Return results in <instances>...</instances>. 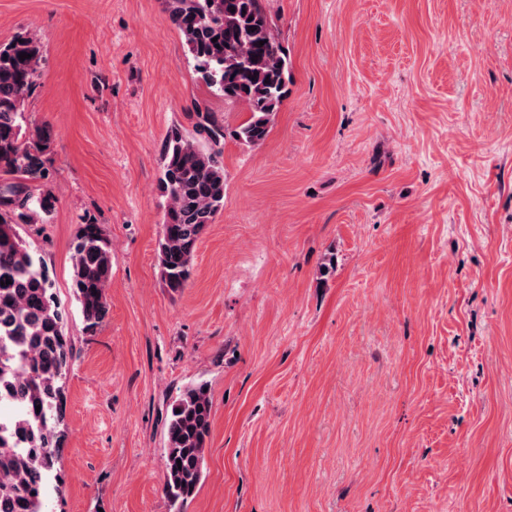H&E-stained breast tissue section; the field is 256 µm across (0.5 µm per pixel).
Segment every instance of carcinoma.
Wrapping results in <instances>:
<instances>
[{"label": "carcinoma", "mask_w": 512, "mask_h": 512, "mask_svg": "<svg viewBox=\"0 0 512 512\" xmlns=\"http://www.w3.org/2000/svg\"><path fill=\"white\" fill-rule=\"evenodd\" d=\"M164 13L209 91L247 110L248 117L233 131L235 139L246 146L263 143L290 77L288 55L266 0H164ZM23 52L31 58L20 59ZM42 58L41 43L30 34L0 44V168L17 179L0 188V396L22 407L0 419V512H45L71 361V340L62 330L53 282L16 229L44 224L54 211L53 196L45 189L53 132L25 112ZM222 140L224 124L212 112H199L195 133L173 127L162 144L160 184L166 203L158 266L172 294L186 287L198 244L224 209ZM73 268L83 316L99 326L109 314L112 274V245L100 225H80ZM211 418L204 383L186 387L172 406L164 448V493L171 512H182L200 487Z\"/></svg>", "instance_id": "cac0c4a2"}]
</instances>
